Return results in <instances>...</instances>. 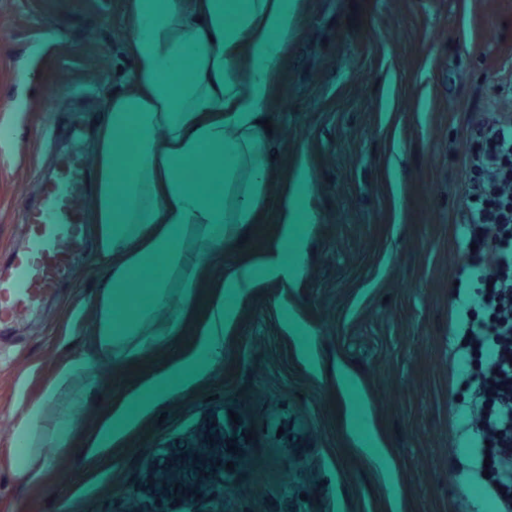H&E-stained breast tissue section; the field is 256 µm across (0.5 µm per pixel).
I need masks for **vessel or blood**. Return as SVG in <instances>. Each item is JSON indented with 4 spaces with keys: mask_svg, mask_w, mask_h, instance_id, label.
I'll list each match as a JSON object with an SVG mask.
<instances>
[{
    "mask_svg": "<svg viewBox=\"0 0 512 512\" xmlns=\"http://www.w3.org/2000/svg\"><path fill=\"white\" fill-rule=\"evenodd\" d=\"M85 161L72 159L42 189L40 207L31 213L28 244L12 258L8 277L0 278V311H29L56 283L74 272L79 249L81 203L85 200Z\"/></svg>",
    "mask_w": 512,
    "mask_h": 512,
    "instance_id": "obj_1",
    "label": "vessel or blood"
}]
</instances>
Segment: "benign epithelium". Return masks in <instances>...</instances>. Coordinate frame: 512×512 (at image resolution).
Here are the masks:
<instances>
[{"instance_id": "1", "label": "benign epithelium", "mask_w": 512, "mask_h": 512, "mask_svg": "<svg viewBox=\"0 0 512 512\" xmlns=\"http://www.w3.org/2000/svg\"><path fill=\"white\" fill-rule=\"evenodd\" d=\"M243 447L242 428L218 411L177 444L160 448L145 461L140 486L124 488L131 512H224V452Z\"/></svg>"}]
</instances>
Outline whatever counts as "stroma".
I'll return each instance as SVG.
<instances>
[{
	"label": "stroma",
	"mask_w": 512,
	"mask_h": 512,
	"mask_svg": "<svg viewBox=\"0 0 512 512\" xmlns=\"http://www.w3.org/2000/svg\"><path fill=\"white\" fill-rule=\"evenodd\" d=\"M270 113L274 173L303 152L312 188L299 274L239 301L224 357L112 440L87 449L116 399L190 352L198 325L136 367L105 373L53 468H13L0 432V512H126L108 486L139 482L155 449L217 410L249 433L226 451V512H466L448 298L465 202L466 125L512 72V0H300ZM126 0H0V277L27 243L43 182L91 152L105 103L127 90ZM253 224L196 290L198 309L246 256H272ZM85 213L74 275L0 323V424L37 402L56 369L94 348L104 284Z\"/></svg>",
	"instance_id": "obj_1"
}]
</instances>
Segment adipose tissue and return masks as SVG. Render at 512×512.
<instances>
[{
    "instance_id": "adipose-tissue-1",
    "label": "adipose tissue",
    "mask_w": 512,
    "mask_h": 512,
    "mask_svg": "<svg viewBox=\"0 0 512 512\" xmlns=\"http://www.w3.org/2000/svg\"><path fill=\"white\" fill-rule=\"evenodd\" d=\"M127 7L134 68L128 89L109 99L95 146L104 272L96 349L65 361L16 421V471L25 478L50 466L49 447L69 441L104 367L124 368L176 336L214 256L246 225L271 218L273 269L292 274L300 266L293 230L308 184L273 177L264 127L273 82L297 36V0H127ZM269 269L252 257L225 276L194 350L124 396L107 433L120 434L222 359L237 302Z\"/></svg>"
}]
</instances>
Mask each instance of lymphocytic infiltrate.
<instances>
[{"mask_svg": "<svg viewBox=\"0 0 512 512\" xmlns=\"http://www.w3.org/2000/svg\"><path fill=\"white\" fill-rule=\"evenodd\" d=\"M512 83L467 130L466 203L459 222L470 292L453 329L463 376L476 385L471 405L476 468L497 512H512Z\"/></svg>", "mask_w": 512, "mask_h": 512, "instance_id": "obj_1", "label": "lymphocytic infiltrate"}]
</instances>
